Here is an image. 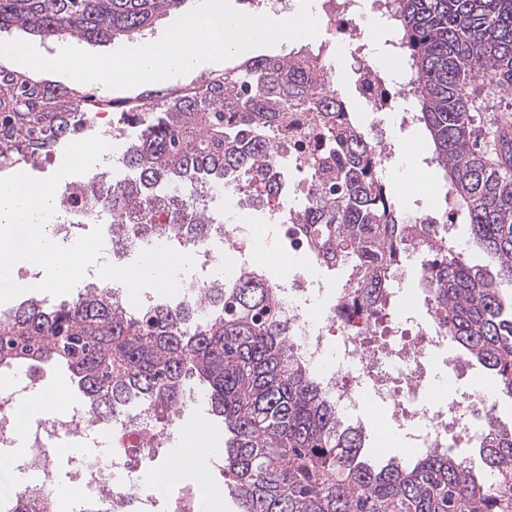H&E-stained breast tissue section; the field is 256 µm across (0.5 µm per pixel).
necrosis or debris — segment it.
<instances>
[{
  "label": "necrosis or debris",
  "instance_id": "necrosis-or-debris-1",
  "mask_svg": "<svg viewBox=\"0 0 512 512\" xmlns=\"http://www.w3.org/2000/svg\"><path fill=\"white\" fill-rule=\"evenodd\" d=\"M391 0H317L316 19L326 36L310 40L308 47L328 81L326 95L336 93L335 69L328 60L332 43L367 39L368 21L389 25L387 10ZM345 69L359 87V95L369 111L396 116L400 124L415 120L414 112H398L396 102L406 97V81L391 79L374 59L351 53ZM298 136L288 151V218L283 221L284 247L293 254H309L310 245L296 217L299 208L312 200L311 179L297 178L306 156L317 140L309 132L302 115H295ZM69 203L56 208L44 227L51 241L68 247L78 239V231L88 224L103 227V241L109 246L107 265L126 267L131 259L126 251L112 247V227L86 195L69 188ZM225 253L195 243L188 254L196 267L213 268L220 259L258 272L250 245L248 225L225 217L217 233ZM273 292L286 314L291 334L302 360L310 367L337 410L346 418L364 423L374 405L385 409V418L398 424L406 444L417 450L443 448L449 436L471 440L479 432V419L494 408L491 393L475 385L453 390L450 401L432 399L430 369L441 362L453 372L464 367L462 358L446 357L448 338L435 322L427 302L399 301L388 294L380 312L366 308L349 288L326 294L316 269L298 273L286 270L273 282ZM40 372L26 371L22 380L0 389V455L25 448L24 469L34 471L33 482L20 485L14 497L0 505V512H21L27 500L47 503L50 512H195L199 490L189 484L169 485L166 493L128 483L135 471H149L164 438L186 435L180 415L158 420L142 413L132 420L116 419L105 426L79 404L56 409L45 417L34 416L19 424L16 405L41 382ZM108 441L106 457L87 461L74 457L69 481H61L51 448L70 443L79 448H96Z\"/></svg>",
  "mask_w": 512,
  "mask_h": 512
}]
</instances>
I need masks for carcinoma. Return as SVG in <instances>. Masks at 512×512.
<instances>
[{
  "label": "carcinoma",
  "mask_w": 512,
  "mask_h": 512,
  "mask_svg": "<svg viewBox=\"0 0 512 512\" xmlns=\"http://www.w3.org/2000/svg\"><path fill=\"white\" fill-rule=\"evenodd\" d=\"M183 2L0 0V28L43 41L133 44ZM397 27L431 162L487 259L473 265L448 241L427 246L430 278L440 283L430 293L448 343L512 400V122L496 125L489 158L475 137L472 98L479 78L512 89V0H399ZM320 85L316 57L303 50L291 61L244 56L199 86L121 99L127 174L102 194L90 182L84 190L129 248L192 241L208 216L190 204L191 193L173 188L255 187L279 198L281 183L259 170L288 144V113L308 112L336 150V169L307 162L324 185L301 224L314 260L360 273L368 300L371 290L391 287L408 224L369 174L364 141L336 124V102ZM86 100L0 67V163L53 152L78 130ZM267 279L217 269L197 302L147 309L95 288L60 303L25 299L0 317V366L66 373L104 424L133 410L170 412L191 392L203 394L224 420V486L235 512H512V425L486 418L472 441L478 468L448 449L374 457L366 432L337 413L294 353Z\"/></svg>",
  "instance_id": "carcinoma-1"
}]
</instances>
